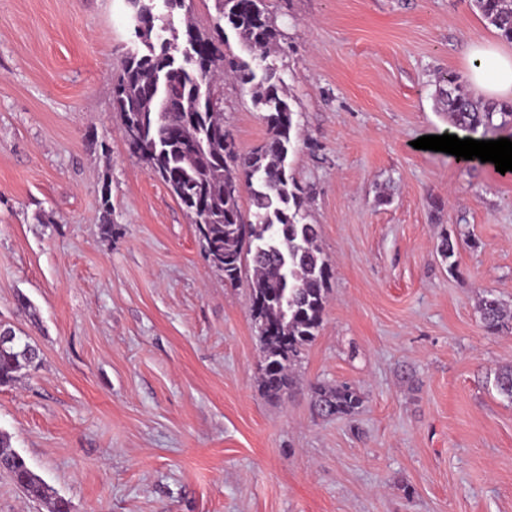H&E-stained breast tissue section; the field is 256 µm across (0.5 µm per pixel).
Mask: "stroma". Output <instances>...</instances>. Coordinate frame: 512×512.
Returning <instances> with one entry per match:
<instances>
[{
  "label": "stroma",
  "mask_w": 512,
  "mask_h": 512,
  "mask_svg": "<svg viewBox=\"0 0 512 512\" xmlns=\"http://www.w3.org/2000/svg\"><path fill=\"white\" fill-rule=\"evenodd\" d=\"M290 46L288 157L333 275L281 399L259 389L246 281L211 267L112 108L127 0H0V323L40 364L0 431L71 512H512V176L414 148L447 133L436 78L500 40L469 0H268ZM240 150L267 136L224 85ZM109 183L111 208L100 205ZM455 245L440 252L442 235ZM32 306L25 313L19 298ZM358 413L325 418L315 383ZM478 312L486 329L495 332L511 331V317H507L501 303L496 298H484ZM311 391L314 406L326 417H351L363 403L361 393L347 383H316Z\"/></svg>",
  "instance_id": "obj_1"
}]
</instances>
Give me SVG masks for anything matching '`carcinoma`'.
<instances>
[{"instance_id":"carcinoma-1","label":"carcinoma","mask_w":512,"mask_h":512,"mask_svg":"<svg viewBox=\"0 0 512 512\" xmlns=\"http://www.w3.org/2000/svg\"><path fill=\"white\" fill-rule=\"evenodd\" d=\"M488 25L512 42V0H470ZM132 33L141 46L124 54L112 88L113 109L122 120L129 149L164 182L196 224L203 247L213 250V268L236 282L247 274L249 305L262 350L260 390L278 399L290 388V368L315 340L323 321L332 268L317 246V225L305 222L310 188L294 176L288 154L297 139L294 111L281 77H257L250 64L220 48L224 28L235 32L256 59L282 50L267 0H215L208 30L184 15L185 31L168 38L157 25L153 0H132ZM253 88L252 101L265 112L267 137L249 152L240 150L224 125V79ZM437 97L451 124L474 140L512 136V101L476 99L456 78L438 80ZM250 194L251 219L241 207ZM484 327L512 329L501 303L486 297L479 307ZM40 364L28 340L0 347V386ZM499 394L512 401V367L495 377ZM317 410L326 417H351L361 393L342 383L311 387ZM0 471L23 493L49 505L50 512H71L57 495L10 449L0 432Z\"/></svg>"}]
</instances>
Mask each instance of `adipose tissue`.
I'll return each mask as SVG.
<instances>
[{
    "instance_id": "adipose-tissue-1",
    "label": "adipose tissue",
    "mask_w": 512,
    "mask_h": 512,
    "mask_svg": "<svg viewBox=\"0 0 512 512\" xmlns=\"http://www.w3.org/2000/svg\"><path fill=\"white\" fill-rule=\"evenodd\" d=\"M468 81L490 97L512 99V53L488 41L471 45Z\"/></svg>"
}]
</instances>
